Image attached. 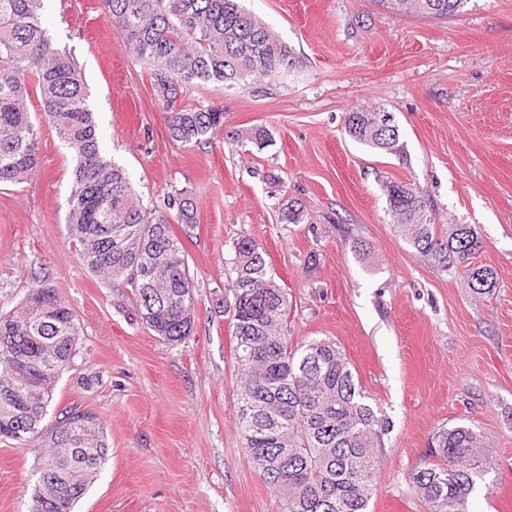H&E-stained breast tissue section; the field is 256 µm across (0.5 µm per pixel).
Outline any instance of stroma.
I'll return each instance as SVG.
<instances>
[{
    "mask_svg": "<svg viewBox=\"0 0 512 512\" xmlns=\"http://www.w3.org/2000/svg\"><path fill=\"white\" fill-rule=\"evenodd\" d=\"M293 49L288 76L232 90L195 85L186 102L261 126L265 146L172 141L150 74L106 21L100 0H45L54 43L76 60L104 156L144 204L193 199L182 242L198 298L189 336L169 344L136 316L128 288L80 262L68 235L73 158L41 122L38 170L0 186V314L52 289L79 328L72 366L42 421L95 414L108 460L74 512H280L235 423L238 370L220 307L242 236L267 252L290 302L292 342L329 338L389 421L368 512H424L410 473L438 428L472 425L492 468L472 512H512V0H469L451 19L400 17L374 0H243ZM393 113L405 158L369 150L347 112ZM386 181L417 186L439 227L477 224V263L493 295L421 257L398 235ZM299 199L310 224H284ZM45 444L0 441V512H29Z\"/></svg>",
    "mask_w": 512,
    "mask_h": 512,
    "instance_id": "35a3bbf8",
    "label": "stroma"
}]
</instances>
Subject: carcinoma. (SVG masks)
<instances>
[{
    "mask_svg": "<svg viewBox=\"0 0 512 512\" xmlns=\"http://www.w3.org/2000/svg\"><path fill=\"white\" fill-rule=\"evenodd\" d=\"M44 0H0V185L25 182L39 166L38 128L27 107L40 100L43 117L76 157L67 227L77 254L94 275L126 282L139 319L171 344L189 336L184 311L196 306L194 279L171 221L190 230L197 208L180 192L167 196L173 212L144 206L122 167L99 150L87 91L73 58L54 47L43 20ZM393 15L445 19L459 16L470 0H376ZM106 21L120 30L125 46L146 69L166 109L172 141L185 147L208 143L224 113L184 102L187 87L212 83L226 90L241 82L276 78L295 66V54L239 0H101ZM380 110L347 113L345 132L372 150L402 156L400 130L374 123ZM233 139L262 145V127L231 132ZM395 229L420 256L445 272L461 273L474 294L497 288L496 272L473 264L483 248L477 224H450L445 233L426 214L410 183L383 184ZM296 199L282 204L281 223H310ZM130 229L128 247L115 244L106 228ZM235 278L224 302L242 380L235 419L260 479L276 492L281 512H367L379 466L377 449L387 421L367 401L358 378L336 343L288 338V299L276 283L266 252L249 237L233 243ZM155 269L143 280L135 267ZM53 324L32 325L41 309L31 300L0 317V439L25 445L41 437V422L53 399L55 376L34 361L53 349L66 369L79 341L72 311L41 288ZM483 435L471 426L441 428L431 461L410 481L426 512H470L469 500L489 472ZM288 449V457L279 450ZM101 421L79 419L55 426L38 473L32 512H73L107 460Z\"/></svg>",
    "mask_w": 512,
    "mask_h": 512,
    "instance_id": "obj_1",
    "label": "carcinoma"
}]
</instances>
